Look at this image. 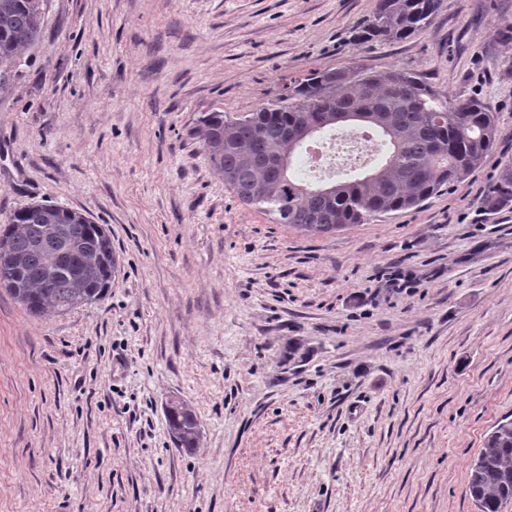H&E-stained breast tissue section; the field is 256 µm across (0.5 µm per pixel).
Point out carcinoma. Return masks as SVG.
Returning <instances> with one entry per match:
<instances>
[{"instance_id": "1", "label": "carcinoma", "mask_w": 512, "mask_h": 512, "mask_svg": "<svg viewBox=\"0 0 512 512\" xmlns=\"http://www.w3.org/2000/svg\"><path fill=\"white\" fill-rule=\"evenodd\" d=\"M442 0H378L355 31L363 43L407 39L426 30ZM45 0H0V84L6 83L19 56L39 39ZM360 116L389 146L373 171L377 176L336 184L332 198L315 186L285 179L275 162L279 152L306 126L318 133L336 129V114ZM499 116L477 98L453 99L409 71L365 73L348 68L310 71L284 79L275 96L251 112L234 117L209 112L197 134L219 175L237 198L269 216L316 235L384 214L419 206L444 186L480 168L494 153ZM266 185L262 198L254 194ZM496 197L512 200V164L501 170ZM9 259L0 257V286L33 316L65 314L101 300L116 270L112 241L105 229L83 214L58 205L32 204L16 210L0 231ZM64 253V270L47 283L42 271L48 242ZM169 432L181 448L199 444L192 408L168 402ZM467 489L479 512H501L512 500V420L501 419L470 467Z\"/></svg>"}]
</instances>
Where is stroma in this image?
Wrapping results in <instances>:
<instances>
[{"mask_svg": "<svg viewBox=\"0 0 512 512\" xmlns=\"http://www.w3.org/2000/svg\"><path fill=\"white\" fill-rule=\"evenodd\" d=\"M377 0H46L0 88V227L102 225L106 297L31 316L0 287V512H478L468 469L512 417V0H444L361 43ZM405 69L500 117L420 207L310 235L225 188L194 129L282 78ZM195 411L179 448L168 400Z\"/></svg>", "mask_w": 512, "mask_h": 512, "instance_id": "stroma-1", "label": "stroma"}]
</instances>
